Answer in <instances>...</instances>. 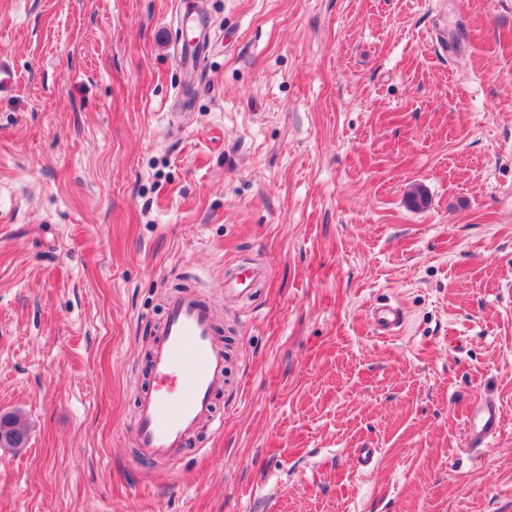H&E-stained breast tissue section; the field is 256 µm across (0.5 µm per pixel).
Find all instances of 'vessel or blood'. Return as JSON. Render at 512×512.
I'll return each instance as SVG.
<instances>
[{
    "instance_id": "vessel-or-blood-1",
    "label": "vessel or blood",
    "mask_w": 512,
    "mask_h": 512,
    "mask_svg": "<svg viewBox=\"0 0 512 512\" xmlns=\"http://www.w3.org/2000/svg\"><path fill=\"white\" fill-rule=\"evenodd\" d=\"M180 25L187 35L180 60L189 74L204 57L210 37L191 14H183ZM166 310L161 336L151 351V387L139 398L136 419V445L152 460L173 459L199 429L224 426L212 412L226 363L225 351L214 339L212 309L198 291L185 285L167 295ZM501 425L502 413L494 402L475 404V443L489 445Z\"/></svg>"
}]
</instances>
